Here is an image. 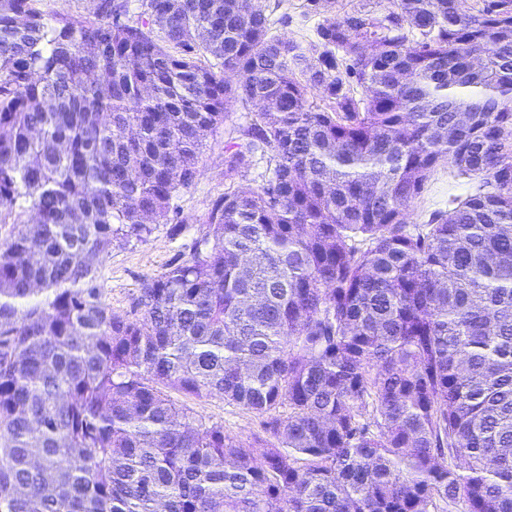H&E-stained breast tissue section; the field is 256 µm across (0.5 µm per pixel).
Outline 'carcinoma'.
Wrapping results in <instances>:
<instances>
[{"label": "carcinoma", "instance_id": "cac0c4a2", "mask_svg": "<svg viewBox=\"0 0 512 512\" xmlns=\"http://www.w3.org/2000/svg\"><path fill=\"white\" fill-rule=\"evenodd\" d=\"M33 2L0 0V512H512V0H381L310 55L258 0ZM260 99L188 256L112 313L99 255ZM445 166L473 191L408 223ZM35 7L48 18L59 15L88 17L93 8L92 0H37ZM261 151L252 154L245 168L242 169V177L238 180L241 185L257 188L264 182L266 171V157H263ZM170 395L176 402L187 405L206 419L222 423L224 434L235 439L247 441L253 434L261 431V417L228 404L220 397L198 400L176 391H171Z\"/></svg>", "mask_w": 512, "mask_h": 512}]
</instances>
